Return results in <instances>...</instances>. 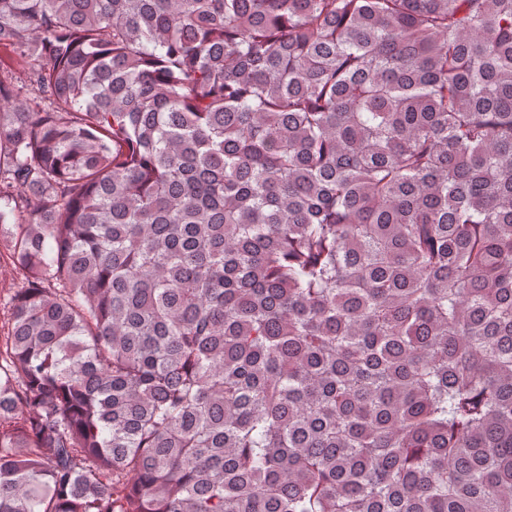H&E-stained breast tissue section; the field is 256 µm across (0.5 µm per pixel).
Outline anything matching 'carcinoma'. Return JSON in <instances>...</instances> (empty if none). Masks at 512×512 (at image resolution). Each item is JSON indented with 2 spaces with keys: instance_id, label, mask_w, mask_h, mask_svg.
<instances>
[{
  "instance_id": "cac0c4a2",
  "label": "carcinoma",
  "mask_w": 512,
  "mask_h": 512,
  "mask_svg": "<svg viewBox=\"0 0 512 512\" xmlns=\"http://www.w3.org/2000/svg\"><path fill=\"white\" fill-rule=\"evenodd\" d=\"M0 48V512H512V0H0ZM23 273L13 258L6 240L0 241V334L11 325L10 297L23 280Z\"/></svg>"
}]
</instances>
